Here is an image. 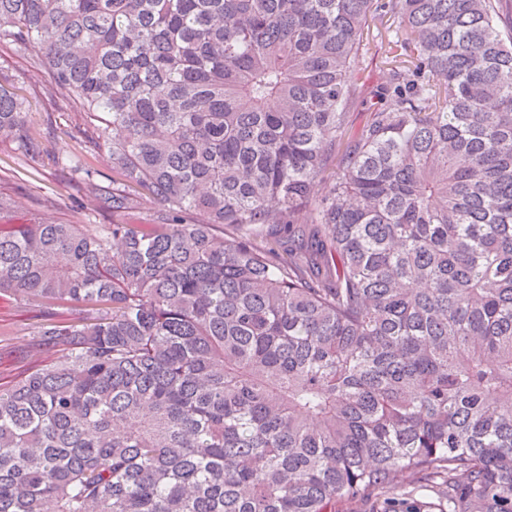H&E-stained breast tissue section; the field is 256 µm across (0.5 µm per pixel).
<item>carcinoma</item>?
<instances>
[{"label": "carcinoma", "mask_w": 512, "mask_h": 512, "mask_svg": "<svg viewBox=\"0 0 512 512\" xmlns=\"http://www.w3.org/2000/svg\"><path fill=\"white\" fill-rule=\"evenodd\" d=\"M0 46L107 151L81 192L114 216L0 225V295L84 306L0 386V512H384L428 487L512 512L499 0H0ZM28 112L0 85V145L34 160ZM383 51L384 43L382 47L380 40H375L371 42L369 51L356 60L353 76L356 99L349 110L354 128L362 126L367 121L378 101L377 90L386 82L387 71Z\"/></svg>", "instance_id": "obj_1"}]
</instances>
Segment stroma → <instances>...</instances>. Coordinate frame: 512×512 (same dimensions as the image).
<instances>
[{
    "instance_id": "1",
    "label": "stroma",
    "mask_w": 512,
    "mask_h": 512,
    "mask_svg": "<svg viewBox=\"0 0 512 512\" xmlns=\"http://www.w3.org/2000/svg\"><path fill=\"white\" fill-rule=\"evenodd\" d=\"M387 78L383 47L372 42L355 63L353 81L356 99L350 108L353 127L362 126L377 102L376 94ZM0 84L26 95L33 107L28 122L35 135L43 137L46 151L28 173L25 185L1 180L0 196L9 198V208L0 212V224H27L50 220L60 224H108L112 217L98 214L81 199L79 176L62 167L61 159L76 157L82 165L111 176L112 164L106 156L86 148L74 126L80 118L71 112H47L41 87L35 84L25 59L0 48ZM57 199L55 207L42 204L44 197ZM75 315L70 304L45 306L15 301L0 295V384L10 385L27 367L24 352L34 342V333L47 320H67Z\"/></svg>"
}]
</instances>
